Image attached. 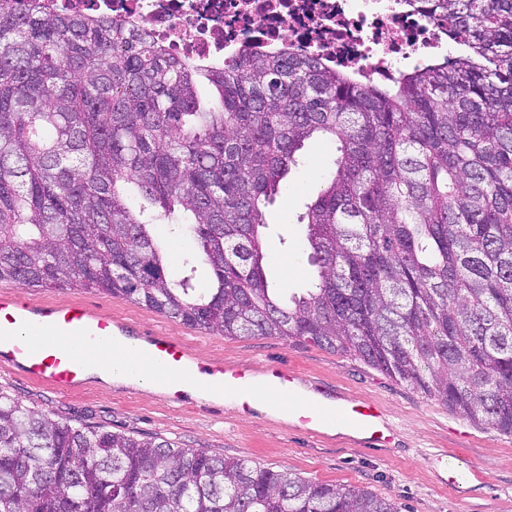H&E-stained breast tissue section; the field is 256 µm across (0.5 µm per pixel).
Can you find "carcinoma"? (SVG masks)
<instances>
[{
    "instance_id": "1",
    "label": "carcinoma",
    "mask_w": 512,
    "mask_h": 512,
    "mask_svg": "<svg viewBox=\"0 0 512 512\" xmlns=\"http://www.w3.org/2000/svg\"><path fill=\"white\" fill-rule=\"evenodd\" d=\"M416 2L463 51L381 88L285 47L203 65L142 27L0 0V282L308 341L512 434V0ZM314 137L338 143L300 218L317 279L282 296L265 208ZM167 239L191 243L177 278ZM0 512L397 508L0 393Z\"/></svg>"
}]
</instances>
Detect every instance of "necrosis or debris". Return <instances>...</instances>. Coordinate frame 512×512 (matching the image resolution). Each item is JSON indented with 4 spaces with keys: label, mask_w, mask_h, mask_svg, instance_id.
<instances>
[{
    "label": "necrosis or debris",
    "mask_w": 512,
    "mask_h": 512,
    "mask_svg": "<svg viewBox=\"0 0 512 512\" xmlns=\"http://www.w3.org/2000/svg\"><path fill=\"white\" fill-rule=\"evenodd\" d=\"M61 14L145 26L176 57L223 60L243 50L289 47L331 66L358 70L369 85L439 53L444 28L413 0H46Z\"/></svg>",
    "instance_id": "4bbe7bcc"
}]
</instances>
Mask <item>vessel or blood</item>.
I'll return each mask as SVG.
<instances>
[{
    "mask_svg": "<svg viewBox=\"0 0 512 512\" xmlns=\"http://www.w3.org/2000/svg\"><path fill=\"white\" fill-rule=\"evenodd\" d=\"M120 353L157 370L169 399H179L186 386L206 398L234 395L251 406L257 393L276 397L295 428L310 434L329 429L360 432L368 443L392 442L382 407L374 400L328 398L323 392L304 394L299 377L272 365L261 382L251 369L217 362H197L187 344L166 334L141 336L127 323L104 318L80 302H36L26 295L0 292V365L18 369L27 379L58 393L84 385L91 368Z\"/></svg>",
    "mask_w": 512,
    "mask_h": 512,
    "instance_id": "vessel-or-blood-1",
    "label": "vessel or blood"
}]
</instances>
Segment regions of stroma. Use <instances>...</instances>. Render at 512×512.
<instances>
[{"instance_id":"1","label":"stroma","mask_w":512,"mask_h":512,"mask_svg":"<svg viewBox=\"0 0 512 512\" xmlns=\"http://www.w3.org/2000/svg\"><path fill=\"white\" fill-rule=\"evenodd\" d=\"M336 154L335 144L309 141L298 168L289 175L292 193L266 210L265 272L281 291H300L315 276L298 218L322 188ZM33 296L41 301L83 302L101 316L131 323L142 333L181 337L192 355L206 363L221 360L256 370L279 364L353 398L374 399L395 435L389 448L346 436L318 437L259 410L232 411L223 403L188 395L174 403L159 392L97 378L74 393L60 395L0 366V392L25 406L53 411L76 424L156 436L183 448L244 456L308 480L358 487L394 504L399 512H512V435L450 411L361 359L303 340L230 338L194 329L133 301L94 291L49 288L34 290ZM461 452L485 472L484 484L464 481L453 490L441 485L437 455L452 464Z\"/></svg>"}]
</instances>
